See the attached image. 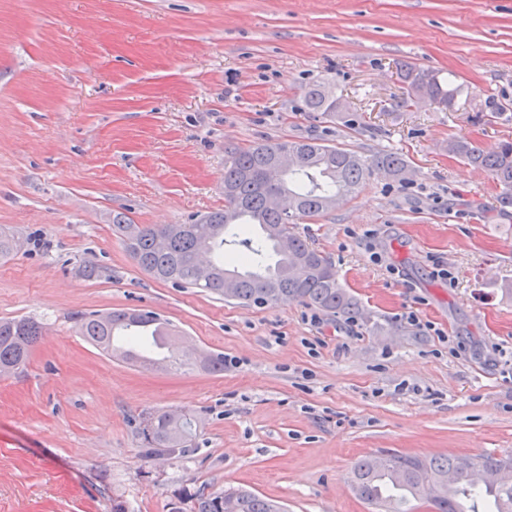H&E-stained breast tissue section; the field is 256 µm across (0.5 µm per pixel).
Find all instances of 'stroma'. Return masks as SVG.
Segmentation results:
<instances>
[{
  "label": "stroma",
  "instance_id": "35a3bbf8",
  "mask_svg": "<svg viewBox=\"0 0 512 512\" xmlns=\"http://www.w3.org/2000/svg\"><path fill=\"white\" fill-rule=\"evenodd\" d=\"M403 64L454 106L400 107ZM318 84L341 111L307 108ZM455 137L512 141V0H0V231L26 241L0 259V318L55 335L0 378V512H188L237 486L370 512L362 456L512 458V207ZM304 138L407 162L293 226L360 316L174 287L112 231L222 209L227 149ZM95 310L155 312L235 363L141 370L78 335ZM158 410L198 419L186 456L141 457Z\"/></svg>",
  "mask_w": 512,
  "mask_h": 512
}]
</instances>
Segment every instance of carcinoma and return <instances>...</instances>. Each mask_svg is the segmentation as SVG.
I'll list each match as a JSON object with an SVG mask.
<instances>
[{
	"mask_svg": "<svg viewBox=\"0 0 512 512\" xmlns=\"http://www.w3.org/2000/svg\"><path fill=\"white\" fill-rule=\"evenodd\" d=\"M407 96L402 104L411 106L416 98H428L452 107L455 90L435 73L414 67L399 68ZM339 98L320 86L306 94V105L314 112H335ZM296 154V165L281 180L266 186L261 179L263 167L275 152ZM448 152L471 166L489 173L499 187L501 206H512V142L491 153L475 142L460 137L448 141ZM407 164L397 153H383L370 159L356 152L316 139L261 142L247 148L227 151L224 161V209L180 224H132L116 214L113 230L138 267L162 282L183 288H202L224 295V275L237 281L231 299L259 305H271L296 298L321 311L356 316L357 300L339 282L333 262L308 242L293 234L290 224L299 218H312L330 210L340 193H354L366 177L380 170L402 180ZM283 193L288 197V212L274 211L266 205V195ZM206 224L209 234H196L194 227ZM241 247L237 266L224 265V244ZM205 254L216 256L213 278L200 281L197 263ZM164 325V341L176 335L171 324L147 312H87L76 319L79 334L107 353L117 351L113 337H128V348L121 356L138 362L131 353L145 345L136 325L146 321ZM43 326L30 318L0 319V377L21 371L32 346L42 336ZM196 428L188 419L179 423L170 412L150 413L143 419L139 436L143 456L179 458L192 446ZM468 456L418 457L387 453L358 459L353 467V485L358 497L371 507L387 512L398 509V499H423L433 512H461L457 501L466 496H483L470 484ZM479 462L502 474L488 496L490 512H512V459L483 456ZM191 512H285L273 500L243 488L224 491H200L192 497Z\"/></svg>",
	"mask_w": 512,
	"mask_h": 512,
	"instance_id": "cac0c4a2",
	"label": "carcinoma"
}]
</instances>
